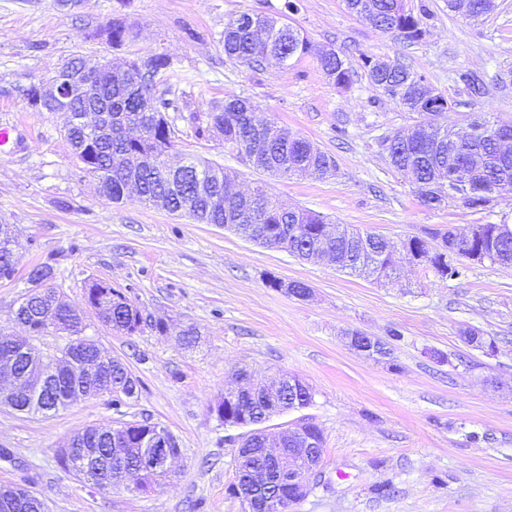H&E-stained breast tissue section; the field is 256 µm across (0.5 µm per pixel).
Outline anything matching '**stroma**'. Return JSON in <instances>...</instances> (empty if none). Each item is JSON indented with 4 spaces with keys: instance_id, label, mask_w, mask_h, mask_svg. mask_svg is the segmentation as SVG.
Instances as JSON below:
<instances>
[{
    "instance_id": "stroma-1",
    "label": "stroma",
    "mask_w": 512,
    "mask_h": 512,
    "mask_svg": "<svg viewBox=\"0 0 512 512\" xmlns=\"http://www.w3.org/2000/svg\"><path fill=\"white\" fill-rule=\"evenodd\" d=\"M0 0V127L14 141L0 149V223L19 241L17 273L0 281V334L18 336L13 315L35 264L54 267L53 287L85 308L84 285L120 289L167 334L143 327L131 336L89 318L87 336L120 358L140 381L123 413L107 399H81L32 416L0 406V485L18 484L49 512H245L233 494L242 428L220 425L210 407L246 368L256 377L288 375L314 391L312 405L272 417L274 432L306 417L323 435L311 491L290 512H512V269L466 261L455 280L402 264L384 283L260 245L217 224L179 217L130 196L112 202L94 189L65 137L62 115L31 110L24 91L68 59L95 60L106 46L97 28L123 19L138 33L133 53L170 56L181 80L170 120L181 152L218 163L237 185L265 186L282 204L381 234L426 238L434 229L512 224V199L483 210L461 201L433 208L390 164L379 139L419 121L378 95L367 56L411 65L456 109L448 120L512 121V0L481 22L448 9V0H406L430 11L422 40L407 43L350 13L343 0ZM259 12L335 48L351 61L354 83L332 84L312 57L254 70L228 60L225 23ZM248 98L261 120L301 134L330 154L333 175L287 177L255 170L220 133L199 137L195 116L225 96ZM301 282L298 298L277 282ZM195 328L196 349L179 336ZM480 330L495 353L468 345ZM387 341L369 357L349 346L352 331ZM400 339H390V331ZM166 426L184 454L179 475L143 494L90 492L65 470L57 449L74 431L121 419ZM391 482L394 494L378 484Z\"/></svg>"
}]
</instances>
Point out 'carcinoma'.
I'll return each mask as SVG.
<instances>
[{
    "instance_id": "obj_1",
    "label": "carcinoma",
    "mask_w": 512,
    "mask_h": 512,
    "mask_svg": "<svg viewBox=\"0 0 512 512\" xmlns=\"http://www.w3.org/2000/svg\"><path fill=\"white\" fill-rule=\"evenodd\" d=\"M344 3L349 12L369 20L373 27L400 40L412 43L426 33V11L422 9L416 14L405 7L404 0H344ZM254 21L267 30V39L263 43L255 40L253 27L241 23L240 16L225 23L223 47L227 58L259 70L262 59L269 54L285 55L290 61L311 56L336 87L347 88L352 84L354 71L346 57L314 46L306 36L287 25L278 24L272 17L256 13ZM136 38L137 32L124 20L112 19V50L121 51L131 46ZM364 67L368 82L377 93L406 112L429 115L426 122L382 139L393 168L411 174L418 181L416 196L424 204L442 207L458 198L464 206L482 210L504 196H512V122L492 123L479 117L456 127L448 123V112L452 107L446 106L447 98L442 95L434 99L423 98L421 88L426 83L410 66L394 58L392 65L382 69L372 63V58L366 57ZM179 79L180 74L173 62L164 54L155 55L151 68L138 79L104 73L99 76L100 94L108 109L109 133L99 135L78 121L67 128L66 136L71 147L86 154L89 164L99 172L106 188L105 197L109 200L118 202L123 199L127 171L132 164L144 157L161 156L175 150V130L167 112L177 110V105L166 97V93H156V87L161 82ZM251 106L248 99L236 95L209 106L207 127H197V135H203L207 128L215 129L224 136V144L242 151V142L252 126ZM427 127L433 130L432 134L425 133ZM250 163L258 170L289 177L306 173L320 177L335 168L334 158L311 141L274 126L268 128L266 150ZM460 170L468 173V181H463L458 175ZM136 176L141 185L142 199L149 204L163 198L176 208L190 198V172L178 177L161 165L144 167ZM257 192L266 202L258 230L261 234L270 235L267 244L286 247L298 258H307L316 240L325 235L327 220L308 211L286 210L265 190L259 188ZM237 206V202L226 198L222 207H203L199 221L224 224L236 233L243 225L251 223L247 214L237 212ZM481 228V235L471 243H459V250L464 254L481 251L487 259L480 258L478 262L487 260L512 268V232H503L500 224H483ZM452 237L454 233L448 229L434 232L436 245L431 248L418 237L408 238L402 244L418 254L420 260L417 265L425 267L441 280L457 279L464 275L465 267L454 263L448 254V242ZM400 245L379 235L361 234L337 224L334 233L328 236L327 250L331 264L337 269L380 279L394 273V256ZM367 249L374 254L373 267L369 270L362 261V253ZM85 291L99 303L101 321L115 332L132 336L145 323L159 333L167 331L163 322L147 321L124 293L107 283L92 281L86 284ZM17 311L25 315V322L34 335H40L44 323L40 318L39 304L33 302L31 293L24 295ZM462 335L467 343L478 349L488 352L495 349L494 341H486L475 329H466ZM112 380L126 383V396L117 402L110 401L112 408L119 413L138 394L139 380L118 358L112 361ZM70 386L69 378L61 375L55 382L54 393L42 400L33 393L28 396L20 393L15 406L24 414L46 416L50 409L56 413L70 405ZM312 402L311 388L297 378L293 386L282 382L276 388L260 385L254 389H241L234 396L223 394L212 405L211 411L222 424L240 427L267 421ZM155 427L156 423L147 418L124 422L123 432L110 448L114 455L112 469H117L121 462L130 465L140 442ZM306 436L322 440L321 430L314 422L307 419L292 422L287 447H299ZM168 477V472H146L137 477L134 485H118L116 489L147 493L159 480ZM266 499L286 505L288 487L251 488L250 499L246 501L248 512H258L260 502Z\"/></svg>"
}]
</instances>
